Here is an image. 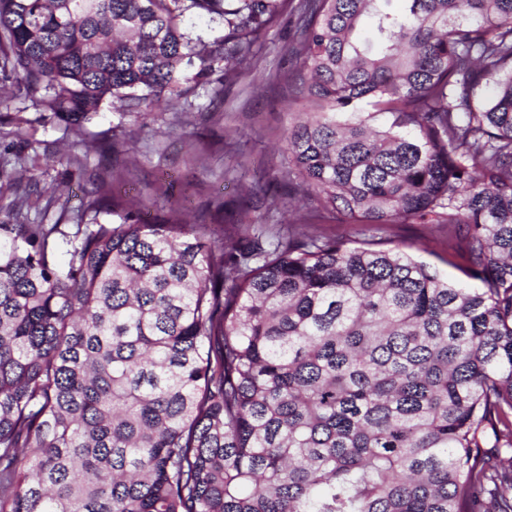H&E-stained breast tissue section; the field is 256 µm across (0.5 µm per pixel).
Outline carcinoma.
<instances>
[{
    "instance_id": "obj_1",
    "label": "carcinoma",
    "mask_w": 512,
    "mask_h": 512,
    "mask_svg": "<svg viewBox=\"0 0 512 512\" xmlns=\"http://www.w3.org/2000/svg\"><path fill=\"white\" fill-rule=\"evenodd\" d=\"M390 2L0 0V82L78 128L152 111L194 63L233 80L298 13L277 191L308 228L150 224L104 183L71 233L15 199L0 512H512V0ZM327 216L444 224L481 286ZM181 27L193 38L200 37L209 46L224 43V24L218 19L187 13L182 18Z\"/></svg>"
}]
</instances>
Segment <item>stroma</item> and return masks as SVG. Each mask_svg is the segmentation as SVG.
<instances>
[{
	"instance_id": "1",
	"label": "stroma",
	"mask_w": 512,
	"mask_h": 512,
	"mask_svg": "<svg viewBox=\"0 0 512 512\" xmlns=\"http://www.w3.org/2000/svg\"><path fill=\"white\" fill-rule=\"evenodd\" d=\"M298 26L297 16L286 13L261 32L255 56L237 82L225 81L220 63L200 82L190 67L184 93L166 98L153 112H118L106 104L78 131L11 90L0 91V221L14 199V184L43 203L52 196L68 201V213L43 207L31 211L32 221L69 224L106 182L116 194L146 199L142 216L148 220L174 209L191 223L217 229L229 206L235 218L256 226L291 222L286 196L273 195L271 187L288 164L284 134L303 109L286 82L299 67L288 51ZM81 139L92 145L81 165L63 161L62 153ZM115 141L122 150L116 159L101 151ZM320 230L351 240L373 236L386 247L406 250L449 281L478 285L463 272V259L450 254L445 225L363 229L328 218Z\"/></svg>"
}]
</instances>
